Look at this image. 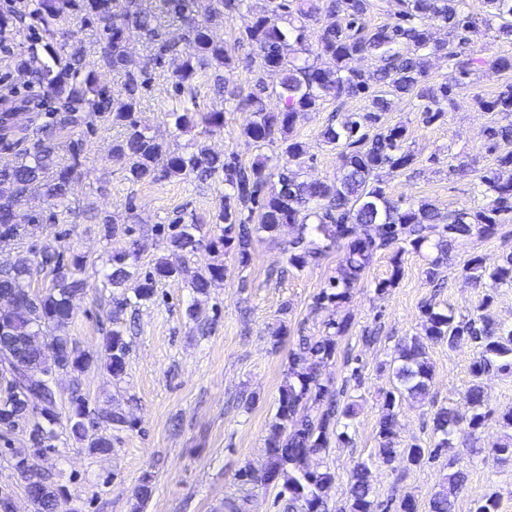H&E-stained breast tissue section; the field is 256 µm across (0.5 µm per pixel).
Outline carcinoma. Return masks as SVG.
<instances>
[{
	"mask_svg": "<svg viewBox=\"0 0 512 512\" xmlns=\"http://www.w3.org/2000/svg\"><path fill=\"white\" fill-rule=\"evenodd\" d=\"M153 7L143 0H29L27 13L17 9L0 14V31L16 27L24 15L41 24L49 39L62 34L59 47L47 44L54 65L36 58L20 57L18 71L28 73L51 98L63 102L71 116L62 126L73 124L75 112L109 120L121 129L112 145V155L127 161V179L154 183L171 178H193L200 183H224L215 214L221 234L210 240L214 252L233 249L238 266L245 268L252 257L255 235L270 238L286 227H298L289 241L286 262L301 271L322 259L330 247L343 249L339 275L315 297V309L335 307L348 299L351 289L362 280L377 253L394 247L401 253L410 246H428L436 256L425 269L426 280L440 279V268L453 246L474 233L491 235L500 224L512 223V174L498 172L480 178L484 204L442 211L434 204L400 202L393 199L386 176L402 173L416 162L408 144L404 124L387 126L386 113L402 100L413 103L419 120L429 125L446 114L454 89L466 84L476 72L512 70V56L482 55L469 47L468 33L476 19L465 11L464 0H264L252 10L249 0H156ZM481 22L501 42L512 43V0H483ZM387 9L389 22L372 26L368 17ZM251 20L238 31L237 46L250 49L245 66L258 64L260 71L279 77L280 107L270 110L264 101L267 86L262 78L246 89L232 91L235 109L250 113L241 135L256 154L244 163L238 155L218 154L206 146L191 152L174 149L138 121L140 104L138 65L127 52V44L139 36L149 37L155 59H170L180 82L188 83L198 68L212 66L216 72L215 91L224 95L226 84L237 69V58L224 43L214 40L213 21L241 11ZM75 17L82 23L102 28L98 44L101 62L124 77L125 96L114 99L99 87L84 54L74 47V31L59 32L58 24ZM177 22L185 31L173 39L162 31L164 23ZM315 30V42L304 43L307 30ZM446 30V38L436 31ZM432 55L448 59L451 75L440 84L431 81L428 63ZM374 62L365 71L356 62ZM362 97L369 101L363 112H353L338 124H327L321 138L337 151L340 164L336 174L325 180H307L302 175L306 144L294 134L298 120L317 112L329 101L343 102ZM484 112L501 114L490 127L495 143H512V82L502 84L494 95L475 98ZM14 101L11 94L0 97V145L18 147L31 140L42 127L39 115L11 122ZM167 116L174 131L187 132L200 124L210 132L224 128V110L199 113L188 107L171 109ZM279 144V151L265 149ZM84 152L81 138L68 137L61 143L37 139L33 149L25 148L9 167L0 168V245L24 238L37 213L31 201L39 199L48 209L68 207L71 183ZM202 225L195 221L169 225L167 250L153 270L135 287L136 254L114 252L110 268L103 273L106 286L116 293V312L150 302L156 284L170 279H190L198 294H205L224 280L225 267L213 263L204 270L187 265L188 256L202 246ZM50 268L52 285L42 292L32 290L38 272ZM86 262L74 256L64 262L62 246L47 245L24 257L0 262V296L14 301L0 311V358L6 357L29 374L27 390L39 396V404L28 405L26 394L15 385L0 382V429L28 433L25 445L10 449L13 466L24 467L31 476L24 485L34 512H60L66 501L64 490L55 486L38 461L56 448L62 407L58 398L56 373H81L94 363L118 380L125 373L129 345L122 326L105 336L101 350L80 349L70 336L73 299L83 290ZM467 276L489 288L512 287V252L502 262L486 266L475 257L466 267ZM493 302L486 294L471 318L456 317L428 305L422 310V331L397 346L390 363L394 381L378 408V459L389 465L397 459L409 468L437 457L453 445L452 437L462 423L471 431L482 428L490 412L485 410L484 390L478 379L490 371L512 374V325L490 318L485 311ZM346 320H330L323 336H301L289 355L286 380L268 439L267 462L262 474L252 470L239 475L243 484L262 481L279 487L277 497L285 501V512H330L325 491L336 481L331 469L310 466L312 458L329 453L331 437L344 419L355 415L354 404L343 403L322 370L336 356L338 338L348 331ZM478 343L480 351L472 364L475 378L467 390L470 414L452 407L438 409L432 418L435 444L401 445L395 432L397 408L402 399L424 397L432 384L433 370L426 357L428 342H446L452 348L462 341ZM66 417L69 437L88 440L95 453L112 450L111 438L100 435L87 439L86 421L98 425L123 426L130 420L109 408H90L88 400L74 390ZM468 475L458 468L448 474V485L428 503V512H455L456 502ZM370 468L357 463L348 477L347 506L340 512H373Z\"/></svg>",
	"mask_w": 512,
	"mask_h": 512,
	"instance_id": "cac0c4a2",
	"label": "carcinoma"
}]
</instances>
